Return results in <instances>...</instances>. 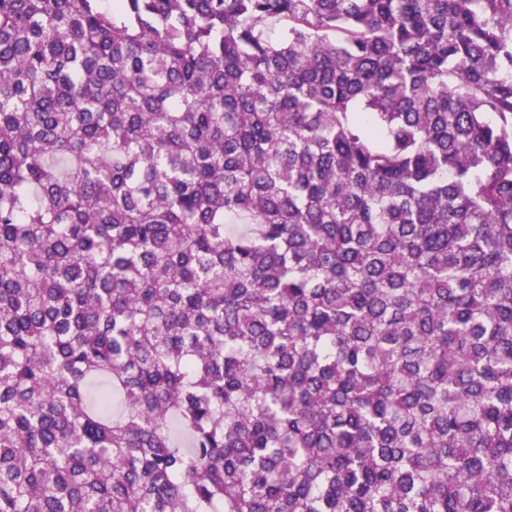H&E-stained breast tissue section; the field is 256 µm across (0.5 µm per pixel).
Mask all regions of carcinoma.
<instances>
[{"label":"carcinoma","mask_w":512,"mask_h":512,"mask_svg":"<svg viewBox=\"0 0 512 512\" xmlns=\"http://www.w3.org/2000/svg\"><path fill=\"white\" fill-rule=\"evenodd\" d=\"M0 512H512V0H0Z\"/></svg>","instance_id":"1"}]
</instances>
